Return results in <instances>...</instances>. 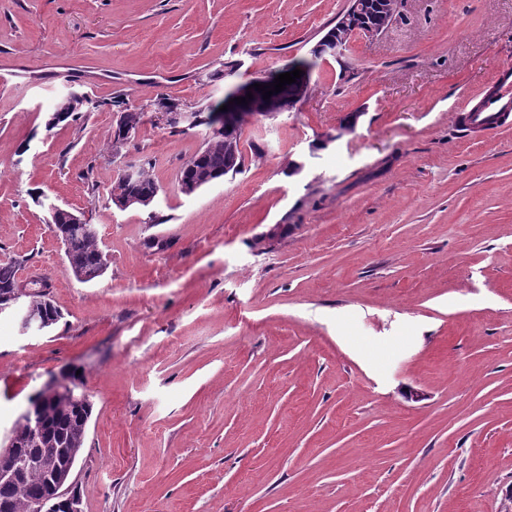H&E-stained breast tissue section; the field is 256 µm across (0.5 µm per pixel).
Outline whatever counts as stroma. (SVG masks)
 <instances>
[{"label": "stroma", "mask_w": 512, "mask_h": 512, "mask_svg": "<svg viewBox=\"0 0 512 512\" xmlns=\"http://www.w3.org/2000/svg\"><path fill=\"white\" fill-rule=\"evenodd\" d=\"M347 5L0 0V74L26 73L0 87V262L62 312L0 315V431L77 374L83 512H512V125L461 126L512 64V0H403L191 194L210 130L153 119L222 101V63L241 84L310 58ZM72 87L95 108L49 126ZM120 98L148 118L117 144ZM146 159L156 226L111 199ZM50 203L97 225L94 281Z\"/></svg>", "instance_id": "35a3bbf8"}]
</instances>
